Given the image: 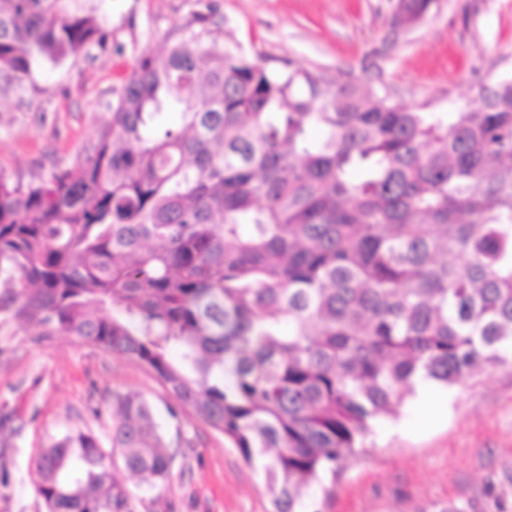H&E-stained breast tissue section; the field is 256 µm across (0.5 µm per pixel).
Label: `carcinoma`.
<instances>
[{"mask_svg":"<svg viewBox=\"0 0 512 512\" xmlns=\"http://www.w3.org/2000/svg\"><path fill=\"white\" fill-rule=\"evenodd\" d=\"M72 2L0 0V75L108 46ZM194 22L140 57L70 166L0 172V328L136 360L264 472L273 512H299L416 377L512 356V79L473 111H411ZM117 455L165 490L177 450L139 394L113 395L110 448L77 429L43 450L48 512H135Z\"/></svg>","mask_w":512,"mask_h":512,"instance_id":"carcinoma-1","label":"carcinoma"}]
</instances>
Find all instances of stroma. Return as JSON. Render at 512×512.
<instances>
[{"label": "stroma", "instance_id": "stroma-1", "mask_svg": "<svg viewBox=\"0 0 512 512\" xmlns=\"http://www.w3.org/2000/svg\"><path fill=\"white\" fill-rule=\"evenodd\" d=\"M215 36L268 66L291 64L331 80L372 84L392 103L444 112L476 108L478 89L512 77V0H433L412 24L398 0H206ZM115 52L46 68L26 87L0 79V171L48 174L70 165L112 112V89L142 53L179 36L197 0H89ZM150 402L178 441L168 488L156 493L124 469L137 512H269L259 470L136 361L65 334H0V512H46L36 459L75 428L112 430L117 393ZM442 403L407 398L373 424L365 452L336 480L309 490L301 512H512V365L439 387Z\"/></svg>", "mask_w": 512, "mask_h": 512}]
</instances>
